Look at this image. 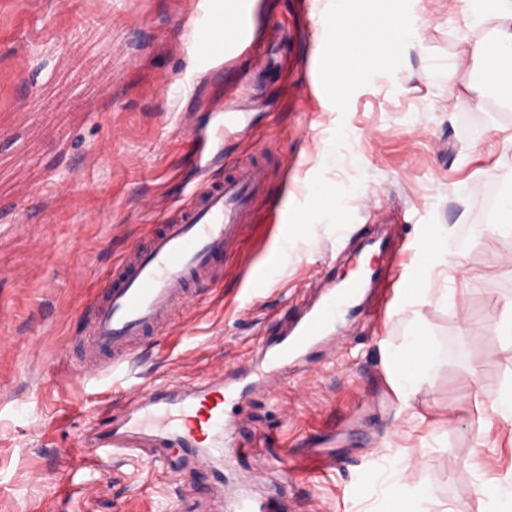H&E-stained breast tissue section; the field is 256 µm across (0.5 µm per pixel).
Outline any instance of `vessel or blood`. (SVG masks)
Here are the masks:
<instances>
[{
	"label": "vessel or blood",
	"instance_id": "obj_1",
	"mask_svg": "<svg viewBox=\"0 0 512 512\" xmlns=\"http://www.w3.org/2000/svg\"><path fill=\"white\" fill-rule=\"evenodd\" d=\"M211 17L227 18L222 52L207 50L209 61L237 68L255 46L254 0H208ZM262 181L255 168L234 177L194 188L189 204L162 224L144 244L135 246L99 289L101 302L91 316L95 351L113 356L112 368L132 365L136 344L148 329L170 323L190 303L187 286L209 277L214 256L234 241L245 221L248 202ZM349 285L339 293L324 292L317 304L300 315L277 340L256 350L261 370L257 384L281 372L288 359L299 357L335 327L345 302L356 293ZM223 371L209 375L200 389L167 384L148 389L130 403L117 426L98 435L101 455L109 457L148 445L188 450L199 467L225 463L234 443L224 414Z\"/></svg>",
	"mask_w": 512,
	"mask_h": 512
}]
</instances>
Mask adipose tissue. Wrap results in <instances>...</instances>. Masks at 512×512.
Returning <instances> with one entry per match:
<instances>
[{
  "label": "adipose tissue",
  "instance_id": "adipose-tissue-1",
  "mask_svg": "<svg viewBox=\"0 0 512 512\" xmlns=\"http://www.w3.org/2000/svg\"><path fill=\"white\" fill-rule=\"evenodd\" d=\"M464 10L473 22L490 23L486 36L466 40L469 61L466 96L474 106H482L487 95L512 105V0H463ZM356 0H328L326 17L338 24L332 30L329 53L339 54L342 67H328L325 72L330 95L344 94L361 75V63L374 62L380 53L395 54L417 41L415 26L399 24L397 15L369 23L356 12ZM389 380L395 395L404 405H412L424 383L429 381L436 363V353L424 327L413 323L402 343L387 353ZM406 464L394 460L384 479L387 501L406 512H423L421 505L428 492L412 487L405 480Z\"/></svg>",
  "mask_w": 512,
  "mask_h": 512
}]
</instances>
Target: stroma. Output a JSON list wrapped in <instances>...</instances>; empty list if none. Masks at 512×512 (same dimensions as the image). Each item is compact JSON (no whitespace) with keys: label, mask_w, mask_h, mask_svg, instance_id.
I'll return each mask as SVG.
<instances>
[{"label":"stroma","mask_w":512,"mask_h":512,"mask_svg":"<svg viewBox=\"0 0 512 512\" xmlns=\"http://www.w3.org/2000/svg\"><path fill=\"white\" fill-rule=\"evenodd\" d=\"M261 2L260 42L278 62L243 61L240 132L209 143L200 170L189 138L209 132L238 80L212 72L193 46L205 34L189 23L205 0H0V512H230L268 462L254 452L264 436L291 450L259 490L281 512H381L379 474L402 454L407 482L432 493L431 512H486L485 489L512 477V426L491 408L512 385V348L496 328L512 302V232L489 206L512 167V107L465 103L459 62L463 38L488 25H468L461 0H364L370 13L403 9L420 40L366 67L335 100L319 50L326 0ZM100 30L112 55L86 60L79 46ZM300 87L307 102L295 97ZM331 148L333 168L323 162ZM242 163L266 178L238 239L216 258L215 278L194 284L193 310L146 334L115 382L111 355L85 346L96 284L192 187ZM318 183L337 187L339 210L278 264L276 244L314 211ZM435 225L452 242L448 275L435 283L452 295L401 309L397 290ZM379 237L390 245L379 258L386 285L366 299L377 329L344 323L334 359L238 398L239 456L222 477L187 458L143 472L115 457L98 464L86 497L64 493L70 448L80 437L94 447L111 409L164 381L249 369L259 339L317 295L325 263L344 276L363 241ZM415 314L437 361L415 403L426 421L412 429L383 352Z\"/></svg>","instance_id":"obj_1"}]
</instances>
